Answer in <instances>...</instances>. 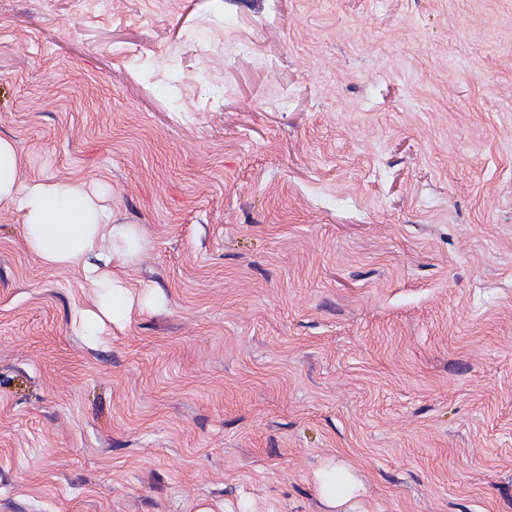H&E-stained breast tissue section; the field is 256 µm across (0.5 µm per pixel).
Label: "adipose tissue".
<instances>
[{
	"label": "adipose tissue",
	"mask_w": 512,
	"mask_h": 512,
	"mask_svg": "<svg viewBox=\"0 0 512 512\" xmlns=\"http://www.w3.org/2000/svg\"><path fill=\"white\" fill-rule=\"evenodd\" d=\"M25 157L8 140L0 139V206L14 209L24 224L27 249L49 267L81 266L96 306L72 315L84 336L100 335L104 323L124 325L132 316L134 299L121 286L113 264H127L140 251L133 225L112 221L105 188L81 180L21 181ZM320 492L329 506L354 498L358 486L335 462L321 471Z\"/></svg>",
	"instance_id": "obj_1"
}]
</instances>
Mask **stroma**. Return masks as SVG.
<instances>
[{"instance_id": "35a3bbf8", "label": "stroma", "mask_w": 512, "mask_h": 512, "mask_svg": "<svg viewBox=\"0 0 512 512\" xmlns=\"http://www.w3.org/2000/svg\"><path fill=\"white\" fill-rule=\"evenodd\" d=\"M0 138L147 300L0 207V512H512V0H0ZM25 164L15 146L0 139V206L20 214L25 246L44 265L81 266L96 311L75 309L73 325L83 336H100L103 318L124 325L135 302L112 264H127L141 250L134 225L112 223L109 195L101 185L69 179L23 182L19 173ZM320 492L326 503L331 507L342 505L357 495L358 485L353 477L336 461H329L321 471Z\"/></svg>"}]
</instances>
